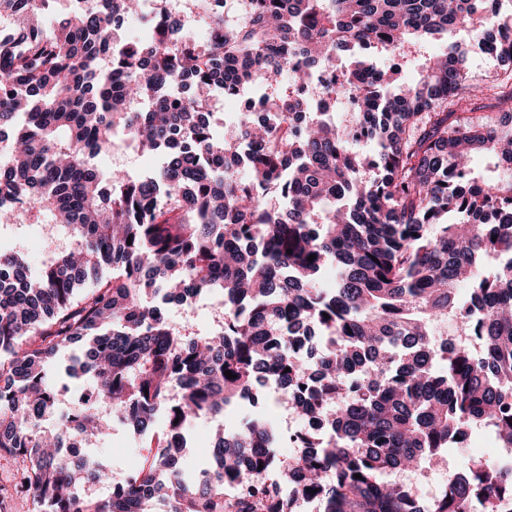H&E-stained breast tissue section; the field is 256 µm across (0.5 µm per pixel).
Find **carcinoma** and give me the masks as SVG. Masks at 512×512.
Listing matches in <instances>:
<instances>
[{
	"instance_id": "cac0c4a2",
	"label": "carcinoma",
	"mask_w": 512,
	"mask_h": 512,
	"mask_svg": "<svg viewBox=\"0 0 512 512\" xmlns=\"http://www.w3.org/2000/svg\"><path fill=\"white\" fill-rule=\"evenodd\" d=\"M204 2L200 42L162 7L122 37L141 0H0L25 40L0 41V223L46 211L70 229L35 275L0 243V458L26 463L37 512H293L278 495L292 477L320 512H512V469L485 459L436 499L391 478L442 464L473 429L512 448V0H250L228 19ZM461 31L496 44L503 71L473 83ZM436 35L448 53L396 93L401 64L368 62ZM324 74L317 109L345 102V126L310 111ZM255 86L265 113L224 139L215 103ZM119 142L166 160L106 186L93 160ZM480 150L500 161L491 179L473 174ZM192 296L223 302V322L174 327L157 309ZM446 318L481 351L435 340ZM313 327L325 351L303 366L284 337ZM85 337L72 361L90 391L46 428L47 367ZM270 375L323 426L297 435L303 455L279 457L278 429L245 415L217 426L204 478L178 466L192 420L224 418ZM161 411L166 432L120 485L59 453L106 438L112 414L151 436Z\"/></svg>"
}]
</instances>
